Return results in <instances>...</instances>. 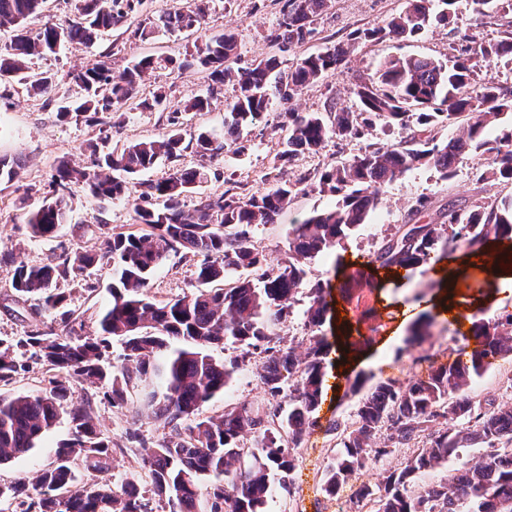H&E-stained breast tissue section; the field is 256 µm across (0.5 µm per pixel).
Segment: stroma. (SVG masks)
I'll use <instances>...</instances> for the list:
<instances>
[{
	"mask_svg": "<svg viewBox=\"0 0 512 512\" xmlns=\"http://www.w3.org/2000/svg\"><path fill=\"white\" fill-rule=\"evenodd\" d=\"M284 0H209L207 14L200 31L193 34L160 33L151 42H141L131 35L137 21L158 17L168 10L170 0H137L130 20L122 27L103 32L94 44L76 45L58 55L32 60L30 74H52L55 90L51 97L27 91L25 85L10 82L0 88V155L20 159L22 167L14 181L0 182V254H12L15 262L41 265L58 262L60 256L77 251L98 249L111 233L129 230L132 223V202L143 190L144 183L166 177L172 167L198 169L204 180L184 199L185 207H193L198 197L217 196L226 189L251 196L265 193L276 183L296 181L300 176L323 170L341 160L351 159L370 144H391L409 136L408 127L376 126L360 139L344 138L329 141L312 153H302L290 163H282L278 155L287 133L288 107L302 112H323L328 101L337 109L356 111L357 101L352 88L360 78L375 74L390 58L427 56L451 62L461 49L459 38L467 34L476 41L494 43L512 32V0H499L494 12L483 15L477 0H455L448 19L431 22L417 36L402 40L393 38L370 41L351 40L352 32L384 25L391 16L402 13L406 0H332L329 9L318 21L317 33L304 44L287 52H279L268 40L281 16ZM233 30L239 42L242 62L249 63L280 54L285 66L297 58L321 51L328 42L344 43L347 58L344 65L326 72L316 84L307 86L295 96L292 104L274 102L265 119L244 133L246 149L229 148L215 155H203L189 148L176 161L160 160L153 168L128 179L124 197L98 201L81 187H74L69 199L68 221L54 237H33L26 222L30 208L36 207L49 193L57 160L69 157L87 161L89 143L106 142L120 147L138 140L158 138L168 132L170 117H178L184 133L201 129L216 139L224 137L225 106L235 95L233 83H225L214 97L208 111L187 112L185 102L205 94L207 75L191 66L182 70L157 69L147 74L140 86L148 92L159 86L168 87L166 109L149 112L133 109L125 112L120 125L104 126L85 119L60 121L59 105L74 100L79 90L69 78L70 71L110 60L113 72H121L132 60L145 55L174 58L184 56L187 48L205 36ZM478 159L474 155L461 158L453 177L442 179L432 167L416 165L387 185L377 209L366 224L344 239L333 252L316 257L309 268V282L327 283V312L318 333L327 342H335L340 328L351 335L370 338L366 354L343 371L335 362L326 365L327 380H338L339 386L328 392L318 409L319 424L304 438L295 457L289 491H281L268 501L266 512H347L348 501L357 500L360 483L380 484L390 471L398 468L410 448H394L377 463L363 470L360 481L339 487L336 495L325 491L326 472L337 457L334 423L351 424L360 399L351 386L362 380L364 387L380 381L397 379L403 382L427 377L433 366L455 359L469 360L474 341L468 330L456 329L436 316V301L447 295L458 304L459 315L491 317L512 313V287L501 286L482 265L468 266L456 272L447 288H439V278L431 266L410 270L397 278L381 270L376 274L375 288L363 289L359 302L344 301L338 282L348 265L367 261L376 245L405 223L410 208L419 198H427L431 209H438L448 199L478 202L512 193V188L488 179L476 181ZM336 196L328 193L302 192L286 206L275 223L257 224L252 229L255 247L270 263L280 261L288 247L291 225L300 223L313 212L333 208ZM195 262L192 255H170L152 274L148 295L156 302H166L188 294L196 288ZM112 263L101 260L79 281H63L64 291L76 320L75 327L83 334H96L99 317L112 296ZM35 298H18L11 287V269L0 264V337L11 338L31 330L53 325L54 313L35 312ZM435 316L430 335L422 344L409 345L407 339L413 323L420 315ZM261 355L247 357L242 372L224 391L207 402L202 415L222 414L225 408L243 401L261 402L265 393L257 373L262 366ZM95 385L74 383L73 403L93 399V417L102 432L110 437L114 448L112 475L120 479L136 472L138 458L126 440L127 431L134 430L145 439H161L165 431L146 413L139 410V393L131 391L127 404L112 406L98 399ZM471 393L478 398H496L512 402V356L497 358L486 373L473 383ZM68 436L66 421L46 433L26 455L0 465V482L19 478L34 479L38 472L51 465L56 446Z\"/></svg>",
	"mask_w": 512,
	"mask_h": 512,
	"instance_id": "stroma-1",
	"label": "stroma"
}]
</instances>
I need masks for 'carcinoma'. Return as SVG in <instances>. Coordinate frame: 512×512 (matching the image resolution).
I'll list each match as a JSON object with an SVG mask.
<instances>
[{"label":"carcinoma","mask_w":512,"mask_h":512,"mask_svg":"<svg viewBox=\"0 0 512 512\" xmlns=\"http://www.w3.org/2000/svg\"><path fill=\"white\" fill-rule=\"evenodd\" d=\"M46 0H0V29L13 32L0 49V83L15 79L46 96L54 77L27 75L34 57L56 54L74 44H93L103 29L126 23L133 0H73L74 18L64 24L46 22L36 33L27 20L42 10ZM435 0H408L405 12L384 26L364 29L355 38L383 36L409 38L431 20ZM330 0H285L282 20L268 39L284 51L311 39L314 22ZM208 0L175 6L159 22H137L133 36L142 41L159 29L184 33L199 28ZM340 44L300 58L282 67L276 55L236 69L240 59L232 33L207 37L185 54L182 61L146 55L115 76L103 60L92 68L69 74L80 96L58 108L61 119L88 116L104 126L120 123L122 109L135 106L155 111L164 106L168 91L159 87L139 96L143 77L158 68L182 69L197 65L208 72L209 92L237 84V94L226 104L224 142L207 131L185 139L174 128L160 139L142 140L110 151L91 144V165L61 160L53 176V194L28 212L27 224L37 237H52L66 221L72 187L85 188L94 199L124 194L125 178L151 169L159 160H175L192 146L203 155L226 146L244 149L243 129L264 118L273 100L290 101L345 60ZM512 56V36L497 43L469 42L448 66L435 59L394 57L374 75L355 84L352 94L359 111L330 107L319 112L288 111V134L279 160L289 163L302 152H316L334 138H360L378 124L407 125L416 130L397 144H370L353 159L338 162L296 182H279L260 196L247 199L230 191L199 198L193 209L183 199L204 178L198 169L175 168L163 180L148 182L133 204L134 223L140 228L112 233L104 251L78 252L57 263L40 266L15 264L12 255H0V264L13 266L11 287L19 297L37 296L43 310L64 305L66 295L55 291L61 280H75L84 270L107 257L112 260V301L98 321L95 336H83L73 326V313L62 314L63 328L49 326L18 339L0 338V383L29 369L24 349L55 375L39 390L0 394V464L19 458L67 415L69 438L55 450L53 463L33 481L19 479L0 484V502L18 503L20 512H152L134 476L112 481V441L94 423L93 402L69 404L70 384L84 380L98 386L114 406L127 403L129 390H140L141 408L168 429L162 441L147 445L134 432L127 440L141 448L140 469L149 478L153 496L165 512H264L268 501L287 488L295 453L315 427L321 402L324 359L329 349L320 336L308 337L299 353L277 333L287 320L298 295L309 299L308 325L321 326L327 311L321 284L307 285L308 264L338 245L366 223L384 187L417 164L434 167L442 177L452 176L456 161L476 152L482 157L478 180L494 178L512 185V125L490 138L487 127L512 115V90L489 81L472 95L474 61L491 62ZM467 114V127L455 138H437L436 130ZM20 162L0 156V181H12ZM330 193L337 205L295 224L288 232V250L275 267L255 249L250 229L273 224L298 191ZM512 235V193L491 203L470 206L455 200L430 212L428 201L418 199L407 222L385 238L370 260L339 283L342 293H354L370 284L372 268H416L432 255L463 245L469 254H487L489 243ZM197 258L192 294L155 303L147 295L151 273L172 253ZM250 269L256 281L232 279L230 272ZM222 288H212L214 282ZM476 347L466 363L438 366L425 380L380 382L362 396L352 427L336 423L333 430L343 448L326 474L331 494L344 482L359 478L368 462L387 454L374 448L371 438L389 431L387 440L404 446L428 434L425 447L390 472L383 485H361L359 497L372 503L373 512H512V403L484 409L469 394L475 378L505 354L512 355V314L481 317L474 322ZM120 342V362L110 358V340ZM232 344L242 354L217 360L210 347ZM263 356L259 381L267 404L241 402L218 416L199 417L200 408L224 391L245 358ZM443 421V427L429 431ZM252 447L243 448L245 436ZM457 461L448 481L422 486L419 478L448 460ZM100 476L80 481L77 470ZM210 481L204 485V481Z\"/></svg>","instance_id":"1"}]
</instances>
